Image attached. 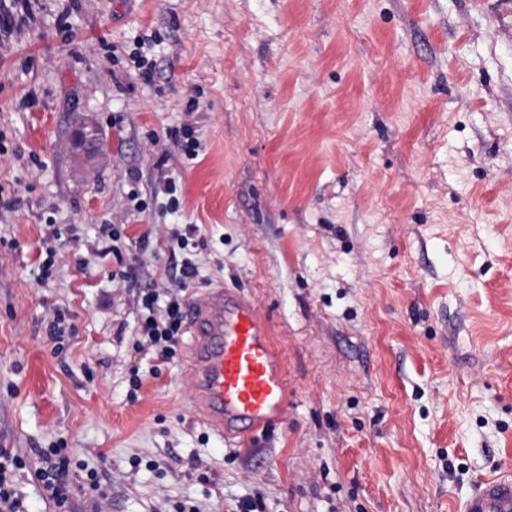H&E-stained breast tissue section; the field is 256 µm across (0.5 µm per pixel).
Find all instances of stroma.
Returning a JSON list of instances; mask_svg holds the SVG:
<instances>
[{
	"mask_svg": "<svg viewBox=\"0 0 512 512\" xmlns=\"http://www.w3.org/2000/svg\"><path fill=\"white\" fill-rule=\"evenodd\" d=\"M151 283L255 301L283 422L211 432L188 340L134 343ZM51 447L71 512H463L512 478V0H30L0 30V448L26 512H55ZM62 448H43L39 451V463L36 474L42 482L46 497L56 507H65L67 503L68 460L61 456Z\"/></svg>",
	"mask_w": 512,
	"mask_h": 512,
	"instance_id": "obj_1",
	"label": "stroma"
}]
</instances>
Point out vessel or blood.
Returning a JSON list of instances; mask_svg holds the SVG:
<instances>
[{
	"label": "vessel or blood",
	"instance_id": "vessel-or-blood-1",
	"mask_svg": "<svg viewBox=\"0 0 512 512\" xmlns=\"http://www.w3.org/2000/svg\"><path fill=\"white\" fill-rule=\"evenodd\" d=\"M193 406L221 438L250 439L281 421L287 380L254 302L239 291L208 289L187 311ZM464 512H512V479L483 482Z\"/></svg>",
	"mask_w": 512,
	"mask_h": 512
}]
</instances>
